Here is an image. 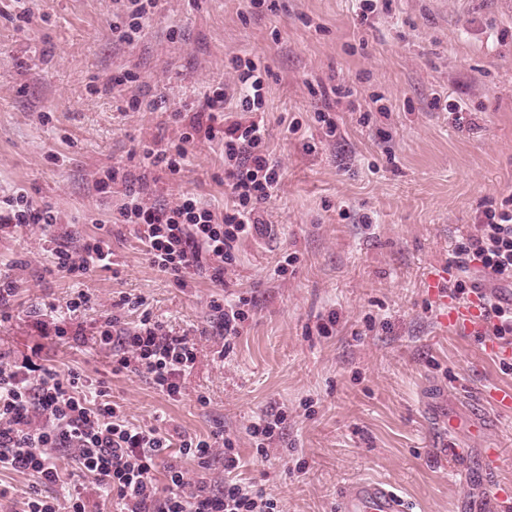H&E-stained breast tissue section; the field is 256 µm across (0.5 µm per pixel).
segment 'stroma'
I'll use <instances>...</instances> for the list:
<instances>
[{
	"label": "stroma",
	"mask_w": 512,
	"mask_h": 512,
	"mask_svg": "<svg viewBox=\"0 0 512 512\" xmlns=\"http://www.w3.org/2000/svg\"><path fill=\"white\" fill-rule=\"evenodd\" d=\"M26 6L28 23L0 0V198L25 193L61 221L0 234V269L16 285L0 357L39 347L41 363L101 381L133 423L224 434L240 479L284 512H339L355 480L394 486L409 512H512V495H497L512 462L492 470L484 457L512 449V411L483 396L512 386V360L444 331L426 288L438 266L452 281L496 285L478 264L460 266L454 248L512 194V0H158L131 43L112 35L122 0ZM235 56L268 69L261 119L282 185L223 285L201 277L183 289L150 265L132 226L110 223L124 184L96 185L111 168L137 171L142 145L178 140L174 112L230 85ZM128 68L140 72L137 112L126 108L131 88L110 83ZM149 179L152 203L193 193L220 213L231 201L216 140L194 141L178 175L156 168ZM100 236L111 269L77 280L56 271L54 246L79 253ZM79 289L91 303L74 335L41 336L40 322L63 315ZM124 296L197 342L179 401L148 376L113 374L96 332ZM222 298L247 299L249 318L221 358L210 303ZM333 311L336 331L322 336ZM282 410L279 440L256 456L248 426ZM58 466L56 486L0 472V512L74 486L90 512H113L71 459Z\"/></svg>",
	"instance_id": "1"
}]
</instances>
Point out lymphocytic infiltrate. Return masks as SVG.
Returning <instances> with one entry per match:
<instances>
[{"instance_id":"f902f5d3","label":"lymphocytic infiltrate","mask_w":512,"mask_h":512,"mask_svg":"<svg viewBox=\"0 0 512 512\" xmlns=\"http://www.w3.org/2000/svg\"><path fill=\"white\" fill-rule=\"evenodd\" d=\"M234 94L207 88L193 106L178 141L144 147L142 170L164 167L179 174L186 145L202 136L224 146V175L232 203L223 214L192 194L171 205H149L143 192L127 189L116 203L113 221L133 225L151 266L190 287L200 274L224 281V268L234 260L236 243L265 223L263 205L281 185L278 161L266 146V129L251 115L260 111L263 73L250 58H233ZM51 205L36 206L25 194L0 202V231L30 224L56 223ZM57 271L79 278L112 267V252L102 239L86 246L82 256L56 248ZM456 254L504 283H512V208L488 210L475 234L462 239ZM101 345L112 350V371L148 375L169 400L183 397V380L198 362V348L188 336L165 331L150 312H142L135 328L120 315L108 316L98 328ZM206 464L224 453V488L214 492L205 477H190L177 464L160 465L164 451ZM70 453L79 472L96 489L111 495L117 512H283L281 501L234 479L240 459L234 443L224 437L202 438L157 425L128 420L121 406L105 397L94 381L75 370L63 372L31 355L0 362V471L36 475L41 483L58 484V453ZM164 470L165 485L156 472Z\"/></svg>"}]
</instances>
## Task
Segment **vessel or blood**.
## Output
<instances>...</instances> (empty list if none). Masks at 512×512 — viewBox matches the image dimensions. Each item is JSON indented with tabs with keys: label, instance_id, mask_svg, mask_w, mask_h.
Instances as JSON below:
<instances>
[{
	"label": "vessel or blood",
	"instance_id": "b4317fda",
	"mask_svg": "<svg viewBox=\"0 0 512 512\" xmlns=\"http://www.w3.org/2000/svg\"><path fill=\"white\" fill-rule=\"evenodd\" d=\"M447 271L432 273L427 280L428 292L442 312L441 323L448 331L466 330L480 335L485 288H478L467 301L460 302L448 294ZM340 512H407V506L398 493L381 482L356 481L349 484Z\"/></svg>",
	"mask_w": 512,
	"mask_h": 512
}]
</instances>
